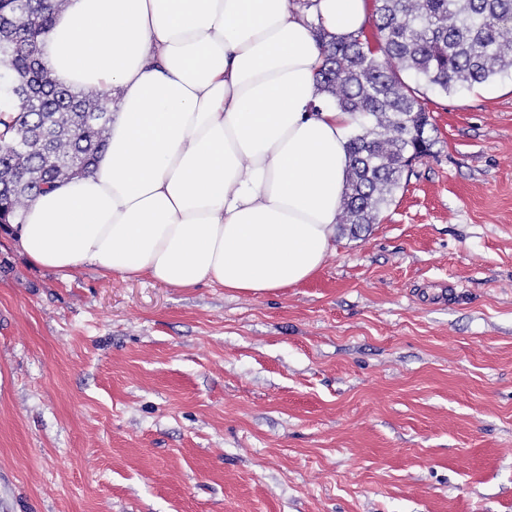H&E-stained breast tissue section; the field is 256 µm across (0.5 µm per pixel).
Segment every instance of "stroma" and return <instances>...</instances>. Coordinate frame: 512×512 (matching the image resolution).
<instances>
[{"label": "stroma", "instance_id": "stroma-1", "mask_svg": "<svg viewBox=\"0 0 512 512\" xmlns=\"http://www.w3.org/2000/svg\"><path fill=\"white\" fill-rule=\"evenodd\" d=\"M377 224L254 296L0 237V512H512V71L428 94Z\"/></svg>", "mask_w": 512, "mask_h": 512}]
</instances>
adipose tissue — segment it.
Instances as JSON below:
<instances>
[{
	"label": "adipose tissue",
	"mask_w": 512,
	"mask_h": 512,
	"mask_svg": "<svg viewBox=\"0 0 512 512\" xmlns=\"http://www.w3.org/2000/svg\"><path fill=\"white\" fill-rule=\"evenodd\" d=\"M367 0H70L42 61L111 90L89 173L0 226L37 266L260 295L334 249L355 120L325 103L313 28H364Z\"/></svg>",
	"instance_id": "1"
}]
</instances>
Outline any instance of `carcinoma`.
I'll return each instance as SVG.
<instances>
[{
	"instance_id": "cac0c4a2",
	"label": "carcinoma",
	"mask_w": 512,
	"mask_h": 512,
	"mask_svg": "<svg viewBox=\"0 0 512 512\" xmlns=\"http://www.w3.org/2000/svg\"><path fill=\"white\" fill-rule=\"evenodd\" d=\"M69 0H0V69L11 92L0 112V224H13L38 194L88 172L107 146L112 91L60 84L40 48ZM381 40L364 31L324 45L320 91L357 120L337 223L354 231L376 224L412 160L435 139L423 90L446 94L486 84L512 70V0H376Z\"/></svg>"
}]
</instances>
